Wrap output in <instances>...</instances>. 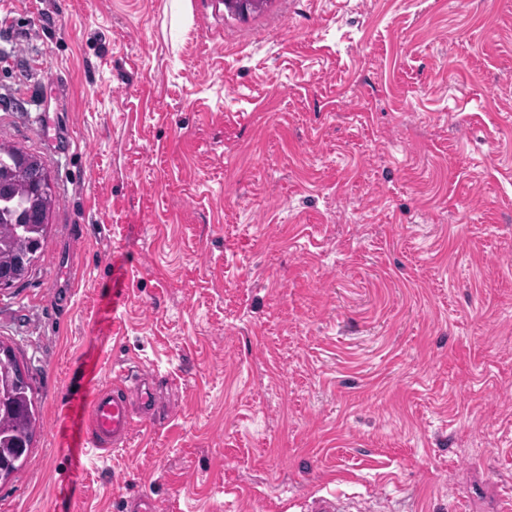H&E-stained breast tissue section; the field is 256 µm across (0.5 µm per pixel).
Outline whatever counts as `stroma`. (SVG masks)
I'll return each mask as SVG.
<instances>
[{
  "label": "stroma",
  "instance_id": "1",
  "mask_svg": "<svg viewBox=\"0 0 512 512\" xmlns=\"http://www.w3.org/2000/svg\"><path fill=\"white\" fill-rule=\"evenodd\" d=\"M1 141L60 204L0 512H512V0H0ZM122 368L164 416L74 461Z\"/></svg>",
  "mask_w": 512,
  "mask_h": 512
}]
</instances>
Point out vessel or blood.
I'll use <instances>...</instances> for the list:
<instances>
[{
    "label": "vessel or blood",
    "mask_w": 512,
    "mask_h": 512,
    "mask_svg": "<svg viewBox=\"0 0 512 512\" xmlns=\"http://www.w3.org/2000/svg\"><path fill=\"white\" fill-rule=\"evenodd\" d=\"M83 448L108 450L127 447L135 424L154 420L152 389L137 371H124L112 385L86 397Z\"/></svg>",
    "instance_id": "vessel-or-blood-1"
}]
</instances>
